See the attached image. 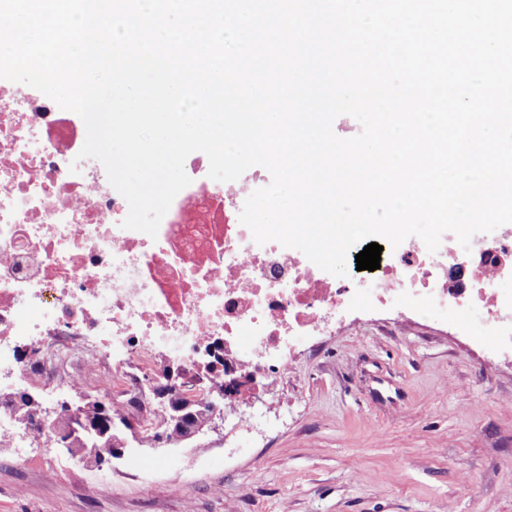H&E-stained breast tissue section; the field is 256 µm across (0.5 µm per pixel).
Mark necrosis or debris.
<instances>
[{
	"instance_id": "4bbe7bcc",
	"label": "necrosis or debris",
	"mask_w": 512,
	"mask_h": 512,
	"mask_svg": "<svg viewBox=\"0 0 512 512\" xmlns=\"http://www.w3.org/2000/svg\"><path fill=\"white\" fill-rule=\"evenodd\" d=\"M82 118L44 94L0 89V394L38 378L56 385L71 359L91 358L99 386L148 390L158 350L194 378L203 364L286 378L300 338L347 317L449 315L492 336L491 359L512 363V225L463 249L444 234L436 252L409 237L366 277H337L295 249L257 244L239 219L241 183L202 179L173 200L157 238L123 229L126 200L92 160H78ZM77 172H70V164ZM52 452L55 432L20 426L0 404V441Z\"/></svg>"
}]
</instances>
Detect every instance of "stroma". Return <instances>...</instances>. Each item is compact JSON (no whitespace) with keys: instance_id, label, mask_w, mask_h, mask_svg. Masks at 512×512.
<instances>
[{"instance_id":"stroma-1","label":"stroma","mask_w":512,"mask_h":512,"mask_svg":"<svg viewBox=\"0 0 512 512\" xmlns=\"http://www.w3.org/2000/svg\"><path fill=\"white\" fill-rule=\"evenodd\" d=\"M443 320L344 321L287 384L225 408L167 467L0 444V512H512V365Z\"/></svg>"}]
</instances>
